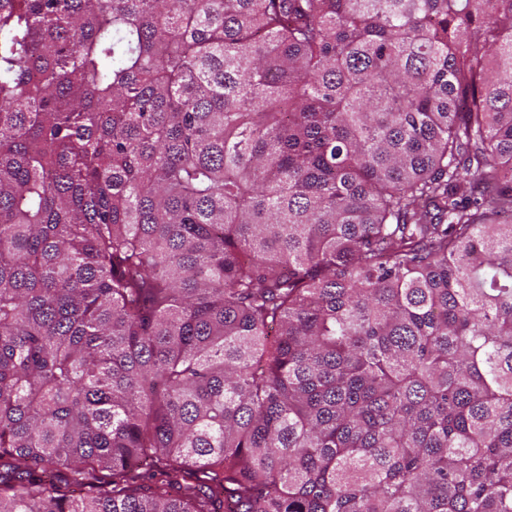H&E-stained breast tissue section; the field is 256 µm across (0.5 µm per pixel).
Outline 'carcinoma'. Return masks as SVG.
I'll return each mask as SVG.
<instances>
[{"label":"carcinoma","instance_id":"obj_1","mask_svg":"<svg viewBox=\"0 0 512 512\" xmlns=\"http://www.w3.org/2000/svg\"><path fill=\"white\" fill-rule=\"evenodd\" d=\"M0 512H512V0H0Z\"/></svg>","mask_w":512,"mask_h":512}]
</instances>
